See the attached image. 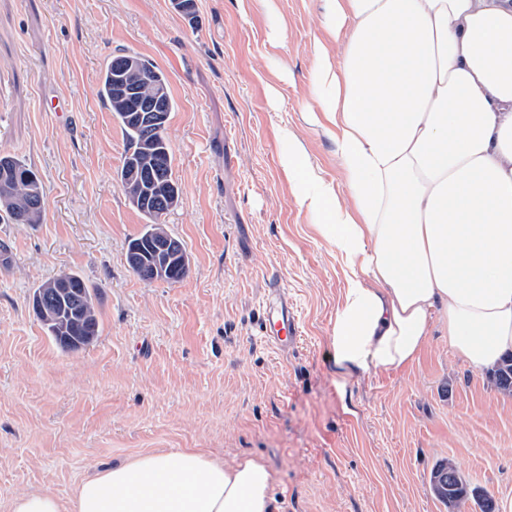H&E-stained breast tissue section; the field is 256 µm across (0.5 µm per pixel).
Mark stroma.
<instances>
[{
  "mask_svg": "<svg viewBox=\"0 0 512 512\" xmlns=\"http://www.w3.org/2000/svg\"><path fill=\"white\" fill-rule=\"evenodd\" d=\"M195 3L191 23L171 0H0V153L38 175L45 201L38 223H0V512L15 494L66 501L95 467L181 448L265 461L276 512H446L429 489L443 458L494 498L512 493V397L447 337L396 371L332 360L343 274L295 202L278 137L294 131L338 181L334 143L300 112L320 0ZM121 51L151 60L175 102L181 194L165 222L190 260L177 283L143 281L126 259L145 219L97 81ZM64 271L94 288L99 317L74 351L31 305ZM274 278L297 316L282 350L260 328Z\"/></svg>",
  "mask_w": 512,
  "mask_h": 512,
  "instance_id": "stroma-1",
  "label": "stroma"
}]
</instances>
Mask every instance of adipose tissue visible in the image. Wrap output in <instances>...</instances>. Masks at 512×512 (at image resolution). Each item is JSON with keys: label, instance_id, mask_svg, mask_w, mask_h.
<instances>
[{"label": "adipose tissue", "instance_id": "adipose-tissue-1", "mask_svg": "<svg viewBox=\"0 0 512 512\" xmlns=\"http://www.w3.org/2000/svg\"><path fill=\"white\" fill-rule=\"evenodd\" d=\"M317 110L336 146L325 181L284 129L281 169L317 219L344 287L337 367L413 364L433 331L474 370L512 353V0H321ZM261 459L195 448L92 472L64 501L10 512H273Z\"/></svg>", "mask_w": 512, "mask_h": 512}]
</instances>
